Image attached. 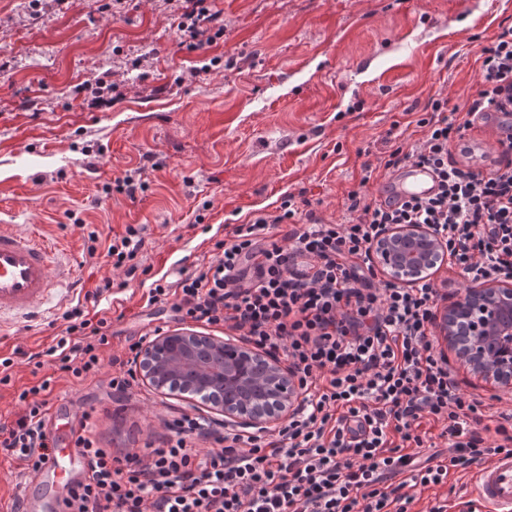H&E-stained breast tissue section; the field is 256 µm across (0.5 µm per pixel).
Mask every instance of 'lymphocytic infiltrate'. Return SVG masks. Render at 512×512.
Listing matches in <instances>:
<instances>
[{
  "label": "lymphocytic infiltrate",
  "instance_id": "1",
  "mask_svg": "<svg viewBox=\"0 0 512 512\" xmlns=\"http://www.w3.org/2000/svg\"><path fill=\"white\" fill-rule=\"evenodd\" d=\"M183 2L176 46L207 53L224 35L222 14L208 0ZM480 60L463 116H449L447 98L429 99L416 121L423 138L393 144L384 162L388 170L431 167L437 194L386 204L354 190L341 220L328 222L288 193L277 215L236 225L194 274L150 288L149 304L169 305L184 322L224 326L287 362L302 395L294 413L273 431L247 434L184 413L143 454L117 457L99 446L92 415L82 412L74 445L87 474L57 512H408L412 488L512 454V412L463 391L437 349L436 285L379 279L373 259L384 229L425 224L469 282L512 279V161L492 159L478 174L452 153L477 122L512 107L511 25ZM282 224L290 230L279 238ZM141 244L138 225L113 238V269L134 276ZM62 317L64 335L29 361L82 382L100 371L112 325L88 318L81 304ZM52 382L23 389L22 414L0 420V456L30 475L57 445L44 400ZM431 422L439 435L426 431ZM440 438L446 451L436 448Z\"/></svg>",
  "mask_w": 512,
  "mask_h": 512
}]
</instances>
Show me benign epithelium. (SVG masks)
<instances>
[{"instance_id": "7a95c632", "label": "benign epithelium", "mask_w": 512, "mask_h": 512, "mask_svg": "<svg viewBox=\"0 0 512 512\" xmlns=\"http://www.w3.org/2000/svg\"><path fill=\"white\" fill-rule=\"evenodd\" d=\"M376 266L393 281L414 284L445 253L442 240L423 224L391 226L375 245ZM439 335L471 370L498 384L512 383V360L499 349L512 347V284L488 282L469 288L445 307ZM142 377L162 388L179 380L200 390L229 419L270 425L297 402L292 372L275 356L250 347L229 353L224 341L190 331L155 338L140 353Z\"/></svg>"}]
</instances>
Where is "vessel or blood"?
Masks as SVG:
<instances>
[{
  "mask_svg": "<svg viewBox=\"0 0 512 512\" xmlns=\"http://www.w3.org/2000/svg\"><path fill=\"white\" fill-rule=\"evenodd\" d=\"M438 190L435 174L413 163L402 166L380 189L385 200L430 197ZM71 265L59 258L46 240L31 231L9 224L0 225V316H30L39 301L70 276ZM72 431L58 437V446L45 467L46 472L66 477L84 459L73 446ZM473 503L479 512H512V455L502 454L478 469L473 486Z\"/></svg>",
  "mask_w": 512,
  "mask_h": 512,
  "instance_id": "vessel-or-blood-1",
  "label": "vessel or blood"
}]
</instances>
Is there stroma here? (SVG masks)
<instances>
[{"mask_svg": "<svg viewBox=\"0 0 512 512\" xmlns=\"http://www.w3.org/2000/svg\"><path fill=\"white\" fill-rule=\"evenodd\" d=\"M224 36L216 70L190 78L204 56L175 47L179 0H0V224L34 228L74 265L36 314L0 334L14 361L0 385V419L21 412L17 394L36 383L30 354L56 342L63 312L103 279L111 292L94 311L112 320L103 358L124 354L129 337L184 324L169 307L147 306L164 277L192 274L237 224L275 213L285 193L339 220L349 191L376 196L390 145L409 139L408 109L443 96L463 105L477 90L479 56L512 17V0H216ZM111 73L122 99L102 103L95 79ZM139 170L130 197L115 179ZM99 236L96 253L72 217ZM142 226L138 261L149 275H114L106 257L127 225ZM450 365L463 390L482 400L512 390ZM111 367L82 383L57 378L48 404L58 424L93 409L94 432L113 452L142 450L161 419L212 417L187 393L140 381L124 407L107 387ZM18 460L0 457V504L24 493L52 512V480L20 483ZM472 470L415 488L410 512L435 503L462 512Z\"/></svg>", "mask_w": 512, "mask_h": 512, "instance_id": "stroma-1", "label": "stroma"}]
</instances>
